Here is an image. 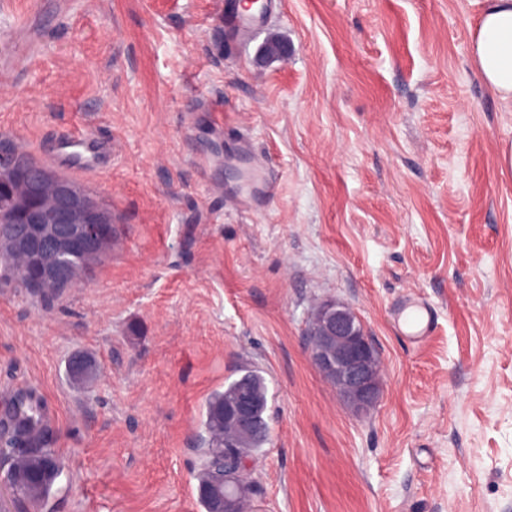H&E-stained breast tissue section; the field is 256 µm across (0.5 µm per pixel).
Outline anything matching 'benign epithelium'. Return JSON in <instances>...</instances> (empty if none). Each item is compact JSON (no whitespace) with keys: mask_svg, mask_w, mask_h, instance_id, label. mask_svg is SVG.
<instances>
[{"mask_svg":"<svg viewBox=\"0 0 512 512\" xmlns=\"http://www.w3.org/2000/svg\"><path fill=\"white\" fill-rule=\"evenodd\" d=\"M4 204L20 228L15 240L0 248L15 258L26 277L45 284L64 273L71 256L112 233L110 218L84 190L15 153H0V206ZM306 335L312 364L333 384L344 405L358 416L368 414L383 388L382 363L355 312L343 302L327 301ZM224 423L251 429V400L243 397L227 404ZM215 487L224 488V498L214 512H239V503L253 490L249 469L229 464L228 474L219 475Z\"/></svg>","mask_w":512,"mask_h":512,"instance_id":"benign-epithelium-1","label":"benign epithelium"}]
</instances>
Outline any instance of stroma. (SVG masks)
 <instances>
[{"mask_svg":"<svg viewBox=\"0 0 512 512\" xmlns=\"http://www.w3.org/2000/svg\"><path fill=\"white\" fill-rule=\"evenodd\" d=\"M484 3L284 0L231 42L233 0H0V137L41 165L55 133L111 140L67 178L115 227L78 286L0 285V415L33 394L63 464L9 512H205L206 402L244 365L268 389L252 512H512V102L472 64ZM273 37L294 53L263 58ZM251 152L281 180L258 213L228 204ZM412 296L437 313L417 345ZM334 299L383 361L364 417L310 361ZM434 308L422 297L406 299L398 309V325L404 336L418 343L430 336L436 326Z\"/></svg>","mask_w":512,"mask_h":512,"instance_id":"obj_1","label":"stroma"}]
</instances>
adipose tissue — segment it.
<instances>
[{
    "label": "adipose tissue",
    "mask_w": 512,
    "mask_h": 512,
    "mask_svg": "<svg viewBox=\"0 0 512 512\" xmlns=\"http://www.w3.org/2000/svg\"><path fill=\"white\" fill-rule=\"evenodd\" d=\"M470 52L482 83L501 100L511 101L512 0H485Z\"/></svg>",
    "instance_id": "adipose-tissue-1"
}]
</instances>
